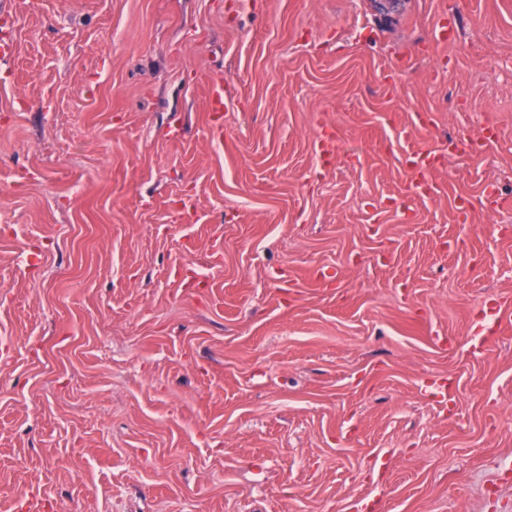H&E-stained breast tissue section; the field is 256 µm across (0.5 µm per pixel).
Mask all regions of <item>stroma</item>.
Here are the masks:
<instances>
[{
	"instance_id": "35a3bbf8",
	"label": "stroma",
	"mask_w": 512,
	"mask_h": 512,
	"mask_svg": "<svg viewBox=\"0 0 512 512\" xmlns=\"http://www.w3.org/2000/svg\"><path fill=\"white\" fill-rule=\"evenodd\" d=\"M3 21L0 512H512V0ZM433 156L434 152L431 151H414L406 158V168L415 175L412 188L416 194L426 195L433 190V184L428 178Z\"/></svg>"
}]
</instances>
